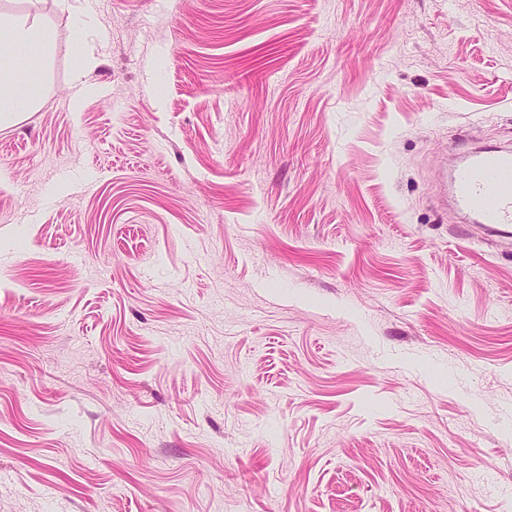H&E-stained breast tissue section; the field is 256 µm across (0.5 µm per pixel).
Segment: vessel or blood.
Instances as JSON below:
<instances>
[{
  "label": "vessel or blood",
  "mask_w": 512,
  "mask_h": 512,
  "mask_svg": "<svg viewBox=\"0 0 512 512\" xmlns=\"http://www.w3.org/2000/svg\"><path fill=\"white\" fill-rule=\"evenodd\" d=\"M450 194L455 207L473 222L512 232V151L463 152L450 173Z\"/></svg>",
  "instance_id": "vessel-or-blood-1"
}]
</instances>
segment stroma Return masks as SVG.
I'll list each match as a JSON object with an SVG mask.
<instances>
[{"instance_id":"obj_1","label":"stroma","mask_w":512,"mask_h":512,"mask_svg":"<svg viewBox=\"0 0 512 512\" xmlns=\"http://www.w3.org/2000/svg\"><path fill=\"white\" fill-rule=\"evenodd\" d=\"M76 7L0 0V512H512V237L438 204L512 0ZM45 40L44 33L26 22L0 24V41H6L23 50L40 47Z\"/></svg>"}]
</instances>
